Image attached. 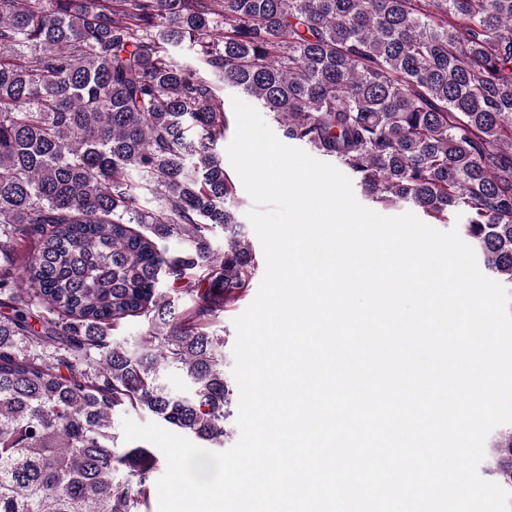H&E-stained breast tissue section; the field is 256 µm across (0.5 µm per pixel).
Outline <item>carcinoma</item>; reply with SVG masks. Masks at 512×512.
<instances>
[{
	"mask_svg": "<svg viewBox=\"0 0 512 512\" xmlns=\"http://www.w3.org/2000/svg\"><path fill=\"white\" fill-rule=\"evenodd\" d=\"M220 82L376 205L463 213L512 285V0H0V512H141L159 455L119 411L224 447L214 323L254 258ZM492 448L511 483L512 425ZM124 417L130 418V419H132L133 421H135L138 424H146V423H149V422H154V423H157L158 425L162 426L166 430L170 431L165 426H163L161 424V422L157 418H155L151 414H148V413H145V412H134V411H129V412H126V413L118 412L117 414H114L112 416V427H113L114 432L118 436V442L117 443H118L119 447L131 445V444H144V445H147V446H149L151 448H158L154 444H152L150 442H147V441H142V440L131 441V442L125 441L124 434H123V428H122V421H123ZM170 432H172V431H170ZM172 433H174V432H172Z\"/></svg>",
	"mask_w": 512,
	"mask_h": 512,
	"instance_id": "1",
	"label": "carcinoma"
}]
</instances>
